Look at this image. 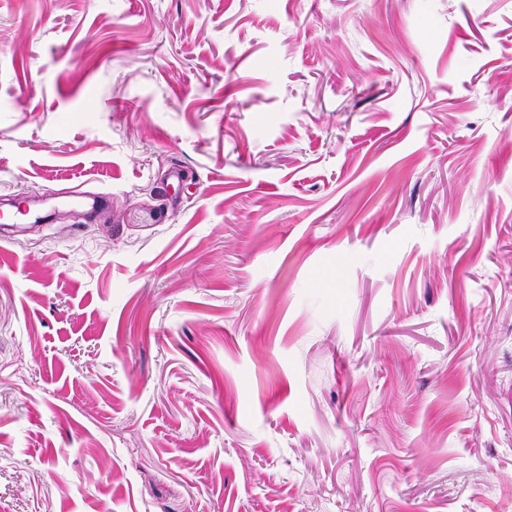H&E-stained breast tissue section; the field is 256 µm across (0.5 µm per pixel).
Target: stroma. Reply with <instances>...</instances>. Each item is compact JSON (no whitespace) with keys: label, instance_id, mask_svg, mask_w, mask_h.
Returning <instances> with one entry per match:
<instances>
[{"label":"stroma","instance_id":"stroma-1","mask_svg":"<svg viewBox=\"0 0 512 512\" xmlns=\"http://www.w3.org/2000/svg\"><path fill=\"white\" fill-rule=\"evenodd\" d=\"M0 512H512V0H0Z\"/></svg>","mask_w":512,"mask_h":512}]
</instances>
